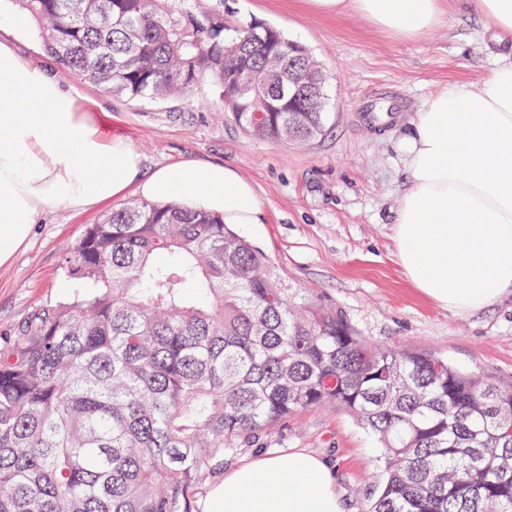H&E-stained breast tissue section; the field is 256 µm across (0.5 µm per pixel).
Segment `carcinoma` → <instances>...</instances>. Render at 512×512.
Here are the masks:
<instances>
[{
  "mask_svg": "<svg viewBox=\"0 0 512 512\" xmlns=\"http://www.w3.org/2000/svg\"><path fill=\"white\" fill-rule=\"evenodd\" d=\"M15 2L63 68L116 95L165 100L207 75L255 138L324 130L309 108L325 86L288 111L299 45L275 27L199 21L179 0ZM108 220L67 260L87 289L0 340V512H194L235 441L317 406L380 444L367 512H512L511 386L368 345L218 216L142 201Z\"/></svg>",
  "mask_w": 512,
  "mask_h": 512,
  "instance_id": "1",
  "label": "carcinoma"
}]
</instances>
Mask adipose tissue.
<instances>
[{"label": "adipose tissue", "mask_w": 512, "mask_h": 512, "mask_svg": "<svg viewBox=\"0 0 512 512\" xmlns=\"http://www.w3.org/2000/svg\"><path fill=\"white\" fill-rule=\"evenodd\" d=\"M324 14L352 11L409 40L446 23L445 0H305ZM24 15L0 11V266L59 207L99 208L128 194L222 216L251 232L257 189L229 166L190 160L146 169L123 137L107 135L81 96L25 62L8 31ZM399 149L407 185L393 241L423 296L466 315L512 295V56L476 84L453 82L411 117ZM201 512H344L336 476L298 450L244 461L214 483Z\"/></svg>", "instance_id": "ef3b65f1"}]
</instances>
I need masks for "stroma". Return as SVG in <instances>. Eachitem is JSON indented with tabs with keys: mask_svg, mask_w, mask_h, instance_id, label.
<instances>
[{
	"mask_svg": "<svg viewBox=\"0 0 512 512\" xmlns=\"http://www.w3.org/2000/svg\"><path fill=\"white\" fill-rule=\"evenodd\" d=\"M448 20L415 40H400L367 18L306 10L302 0H183L200 18L220 10L228 20L277 26L309 49L326 76L322 135L297 144L248 135L202 79L160 102L113 95L62 69L49 55L42 26L30 20L13 42L22 59L72 85L103 131L127 138L146 169L186 160L234 167L258 190L265 222L253 242L293 287L336 304L358 335L380 345L416 346L461 368L512 382V301L458 316L413 288L394 256L398 197L406 183L398 144L408 119L451 81L479 82L512 38L496 39L473 0H447ZM110 207L57 209L35 225L28 245L0 267V336L35 309L73 298L78 283L65 255ZM306 449L329 458L347 512H365L382 482L376 439L341 408L290 414L242 445L225 468L259 452Z\"/></svg>",
	"mask_w": 512,
	"mask_h": 512,
	"instance_id": "stroma-1",
	"label": "stroma"
}]
</instances>
